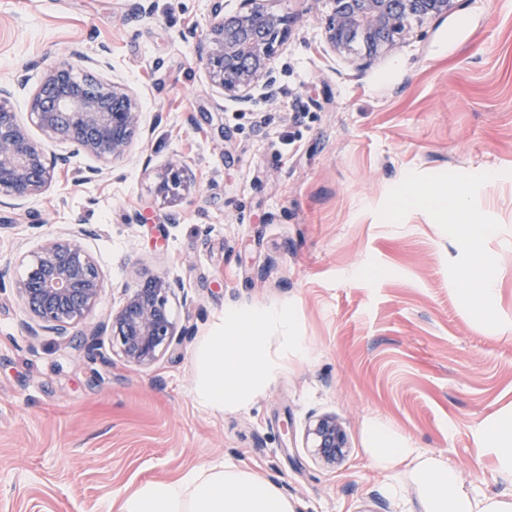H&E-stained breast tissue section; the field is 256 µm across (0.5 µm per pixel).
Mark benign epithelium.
<instances>
[{"instance_id": "7a95c632", "label": "benign epithelium", "mask_w": 512, "mask_h": 512, "mask_svg": "<svg viewBox=\"0 0 512 512\" xmlns=\"http://www.w3.org/2000/svg\"><path fill=\"white\" fill-rule=\"evenodd\" d=\"M330 14L326 38L335 50L353 57L357 68L369 67L411 29L448 14L454 0H327ZM294 19L265 7L264 0H240L231 13L215 9L210 33L199 40L197 54L212 83L242 104L254 100V91L275 96L271 59L288 38ZM11 87L0 84V207L18 208L43 194L57 168L80 153L103 163L125 160L141 131L142 109L137 95L119 81H107L87 71L79 76L69 61L42 70L29 102L31 121L44 140L64 146L49 154L20 123L10 98ZM194 184L192 170L174 164L159 183L165 197L178 198ZM83 219L74 228L50 237L28 263L13 288L37 321L30 335L49 329L66 336L100 304L104 276L81 236ZM178 282L150 277L125 289L120 306L83 337L93 351L96 337L108 334L112 351L123 361L148 366L181 342L170 316V299ZM305 447L325 465H334L347 451L346 434L334 416L309 422Z\"/></svg>"}]
</instances>
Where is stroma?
<instances>
[{
    "instance_id": "stroma-1",
    "label": "stroma",
    "mask_w": 512,
    "mask_h": 512,
    "mask_svg": "<svg viewBox=\"0 0 512 512\" xmlns=\"http://www.w3.org/2000/svg\"><path fill=\"white\" fill-rule=\"evenodd\" d=\"M145 14L129 19L134 2ZM239 0H0V82L25 61L108 47L111 74L140 97V163L97 180L75 156L44 194L0 210V512H109L126 491L228 464L274 483L295 512H420L399 470L377 468L364 426L378 419L442 454L489 494L498 478L480 434L512 411V0H458L447 16L360 69L325 38L321 0H268L295 19L273 59L274 100L242 105L210 83L196 43ZM195 190L157 194L169 164ZM463 192L460 214L399 205V188ZM139 223H129L131 214ZM83 217L105 274L101 304L73 336L28 335L11 286L49 238ZM491 226L463 241L460 219ZM492 267L478 313L467 272ZM179 281L181 343L139 367L81 336L138 279ZM288 308L311 348L247 406L221 412L193 395L200 337L225 308ZM332 414L349 452L328 468L303 446Z\"/></svg>"
}]
</instances>
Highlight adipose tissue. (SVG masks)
I'll use <instances>...</instances> for the list:
<instances>
[{"instance_id": "adipose-tissue-1", "label": "adipose tissue", "mask_w": 512, "mask_h": 512, "mask_svg": "<svg viewBox=\"0 0 512 512\" xmlns=\"http://www.w3.org/2000/svg\"><path fill=\"white\" fill-rule=\"evenodd\" d=\"M271 330L277 332L286 353L308 354L287 309L225 310L213 334L202 337L195 352L194 397L201 407L221 411L245 405L283 370V363L269 349ZM482 436L500 477L512 483V417H489ZM365 440L377 467H404L422 512H512V496L466 487L441 454L415 448L380 421L367 423ZM116 512H293V508L273 483L221 464L142 483L121 498Z\"/></svg>"}]
</instances>
